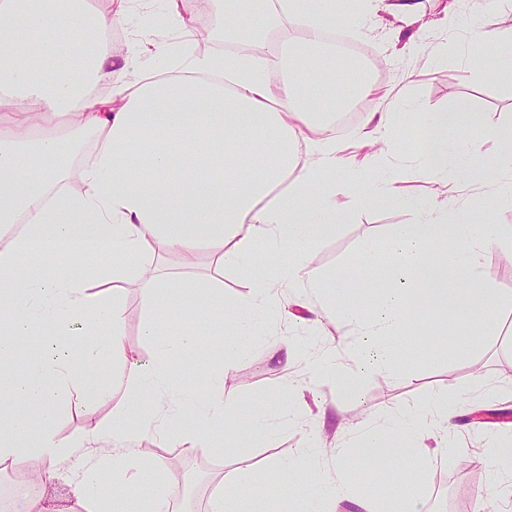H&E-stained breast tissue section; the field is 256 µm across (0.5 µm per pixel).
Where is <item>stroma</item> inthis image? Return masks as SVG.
I'll return each instance as SVG.
<instances>
[{
  "mask_svg": "<svg viewBox=\"0 0 512 512\" xmlns=\"http://www.w3.org/2000/svg\"><path fill=\"white\" fill-rule=\"evenodd\" d=\"M447 2L458 15V26L435 21L422 28L413 23L396 32L380 15L362 25L340 16L335 30L382 67L381 73L367 76L369 88L358 97L359 114L388 113L394 126L390 147L375 153L370 169L398 177L416 200L450 199L485 213L498 227L497 241L482 255L479 281L494 291L495 313L487 320H457L460 342L450 348L423 335L420 328L406 326L393 347V370L374 374L344 395L314 387L313 366L287 365L285 342L321 345L352 333L353 325L329 315L335 281L349 279L357 306L373 310L379 290L393 287L395 281L390 264L363 269L359 247L370 238L387 239L396 225L413 223L415 216L409 205L368 204L356 195H337L336 233L311 251L310 266L324 280L322 291L309 297L313 313L308 321L291 323L285 336L259 338L241 354L232 377L240 401L237 432L227 436L221 448L183 457L181 467L170 466L164 472L168 494L183 500L188 512H208L212 495L223 488L225 476L242 458L250 460L259 480L277 483L271 462L299 458L314 435L347 449V481L353 494L384 497L397 473L407 489L427 503L429 512H475L485 497L490 471L478 450L489 434L512 425V204L493 201V188L486 183L459 191L446 181L423 179L422 159L407 145L405 109L413 103L431 110L467 104V127L483 140L474 163L493 175L498 143L487 131L512 122V80L499 76L496 49L480 45L477 34L511 23L512 0H495L491 8L484 0ZM120 296L128 349L144 359L154 357L155 344L143 334L154 317L152 309L143 304L138 285L124 284ZM224 344V337L209 335L197 351L170 353L169 373L185 388L204 390L205 374L222 361ZM288 374L310 385L295 402L280 395ZM109 378L108 367L85 368L82 393L58 394L54 413L59 437L76 436L94 423L111 421V404L93 400ZM443 396L461 406L467 398L484 405L477 415L462 407L456 429L448 436L451 453L410 451L389 468L364 456L361 424L374 422L382 409L418 407ZM257 411L267 419L268 433L250 430L248 421Z\"/></svg>",
  "mask_w": 512,
  "mask_h": 512,
  "instance_id": "stroma-1",
  "label": "stroma"
}]
</instances>
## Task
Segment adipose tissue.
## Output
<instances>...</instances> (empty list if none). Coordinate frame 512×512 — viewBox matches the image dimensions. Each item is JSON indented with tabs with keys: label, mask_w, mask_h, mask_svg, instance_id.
<instances>
[{
	"label": "adipose tissue",
	"mask_w": 512,
	"mask_h": 512,
	"mask_svg": "<svg viewBox=\"0 0 512 512\" xmlns=\"http://www.w3.org/2000/svg\"><path fill=\"white\" fill-rule=\"evenodd\" d=\"M141 2L111 0L101 11L91 0H0V318L8 320L0 332V374L20 357L26 336L45 326L58 334L24 378L0 386V462L19 467L39 458L38 479L49 484L62 462L75 460L82 512H112L142 471L162 477L165 465L142 447L143 436L190 455L216 447L225 425L235 422L238 401L227 381L259 317L285 324L293 317L287 293L320 288L307 249L336 231V205L318 189L340 168L328 137L336 106L308 95L299 79L328 67L350 69L329 37L337 15L366 20L381 11L400 23L425 15L423 0H196L192 12L183 0H164L178 42L133 35L126 55L114 57L99 36L126 27ZM219 6L224 21L216 40L259 41L268 53L194 52L200 17ZM274 60L286 69L276 82L266 74ZM465 112L459 105L425 113L423 177L475 182L467 160L482 143L465 133ZM80 134L95 145L73 185ZM23 157L28 167L19 166ZM200 250L216 273L230 264L249 277V303L225 308L223 290L206 282L159 301L157 264ZM271 251L286 257L252 278L260 254ZM103 252L111 262L97 271V291L81 278L17 275L26 257L44 265L56 256L86 263ZM133 281L142 283V299L157 319L180 309L194 313L150 361L131 355L124 340L117 291ZM221 314L232 328L224 360L203 392H189L168 374L164 353L193 349ZM102 362L112 368L100 392L113 403L111 423L75 439L58 437L57 389L80 390L76 364ZM16 397L43 420L39 436L27 442L18 438L26 418L10 406ZM188 405L192 427L174 431ZM457 413L443 398L389 410L388 425L368 427L363 442L385 447L391 427L406 449L432 437L444 449ZM480 457L499 476L484 501L492 508L512 478V448L499 435ZM270 491L242 464L210 512H237L241 497Z\"/></svg>",
	"instance_id": "1"
}]
</instances>
